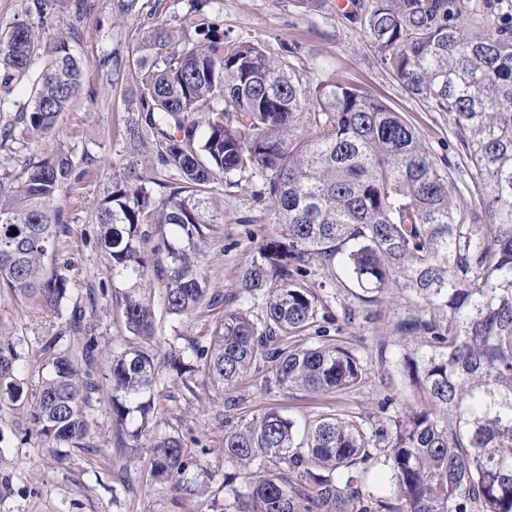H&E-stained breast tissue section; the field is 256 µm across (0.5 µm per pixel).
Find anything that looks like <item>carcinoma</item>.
I'll return each instance as SVG.
<instances>
[{
  "label": "carcinoma",
  "instance_id": "1",
  "mask_svg": "<svg viewBox=\"0 0 512 512\" xmlns=\"http://www.w3.org/2000/svg\"><path fill=\"white\" fill-rule=\"evenodd\" d=\"M214 0H184L178 24L143 27L132 46L126 153L155 168L143 179L113 169L95 204L98 244L126 335L97 336L94 312L76 309L42 341L43 369L25 390L21 356L0 343V398L26 410L51 448L91 447L92 420L112 417L118 451L144 448L150 474L199 497L197 458L157 387L198 375L228 392L251 373L290 393L360 391L369 380L356 350L290 347L329 297L317 278L423 304L399 318L400 339L421 341L395 365L414 403L376 425L330 414L304 425L276 408L224 417V489L234 512H512V21L488 0H353L381 63L434 112L448 115L469 166L438 163L401 115L332 75L306 81L253 40L229 39L210 21ZM38 66L40 44L18 22L0 34V86L25 83L30 107L0 127L51 131L82 88L67 39ZM112 80L119 56L100 60ZM209 112L204 131L195 115ZM87 170L47 151L16 185L0 182V288L60 314L68 269L53 262L70 233L58 200ZM258 181L273 204V235L256 243L211 340L156 342L152 289L170 322L217 305L198 265L218 215L213 188ZM152 226L160 244L148 247ZM341 258L342 275L336 274ZM264 300L255 315L244 303ZM109 351L100 395L99 350Z\"/></svg>",
  "mask_w": 512,
  "mask_h": 512
}]
</instances>
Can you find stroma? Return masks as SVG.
<instances>
[{"label": "stroma", "instance_id": "1", "mask_svg": "<svg viewBox=\"0 0 512 512\" xmlns=\"http://www.w3.org/2000/svg\"><path fill=\"white\" fill-rule=\"evenodd\" d=\"M93 2L94 10L85 15L74 37L70 28L75 0H54L42 17L28 13L29 0H0V31L24 21L44 46L71 37L84 69L80 94L45 138L36 141L20 134L0 141V181L14 182L22 176L25 160L41 156L47 149L77 159L88 152L104 160L59 199L72 228L71 237L58 252L59 261L69 266L71 279V294L61 315H42L30 302L0 290V340L15 343L33 374L42 368L43 338L65 329L66 314L73 305H87L90 289L100 292L96 316L102 339L117 341L123 336L122 313L104 293L111 282L97 245L94 205L112 180L113 166L128 161L124 150L128 84L110 82L100 71L98 60L113 52L128 53L138 26L152 19L174 21L181 11L179 0H144L143 14L122 19L115 16L112 0ZM213 18L229 37L256 40L272 55H288L304 79L344 73L399 112L436 160L461 161L456 141L448 133L447 115L430 111L384 68L355 21L349 0H216ZM257 188V183L244 182L233 188H216L213 193L214 209L224 221L215 225L210 244L198 257L212 292L234 291L257 241L276 229L270 205L261 206L254 200ZM408 309V301L395 294H379L374 303L347 293L338 295L329 307L330 320L323 324L324 340L354 348L374 370L372 384L352 396L305 391L288 394L266 390L261 376L254 373L235 392L237 414L250 415L276 406L301 421L339 410L365 414L376 424L384 421L382 406L387 398L400 404L413 400L397 373L384 366L399 350L395 323ZM223 313L219 305L205 314L186 317L176 326L167 317H158L157 338L164 343L181 334L208 341ZM165 393L170 397L171 424L201 464L199 480L209 487L204 496L187 506L177 505L179 491L173 484L152 479L146 452L115 454L112 418L107 412L94 417L95 452L70 448L61 454L29 430L22 410L0 403V512H212L216 504L230 512L232 498L222 488L223 391L210 385L198 384L188 390L170 384Z\"/></svg>", "mask_w": 512, "mask_h": 512}]
</instances>
